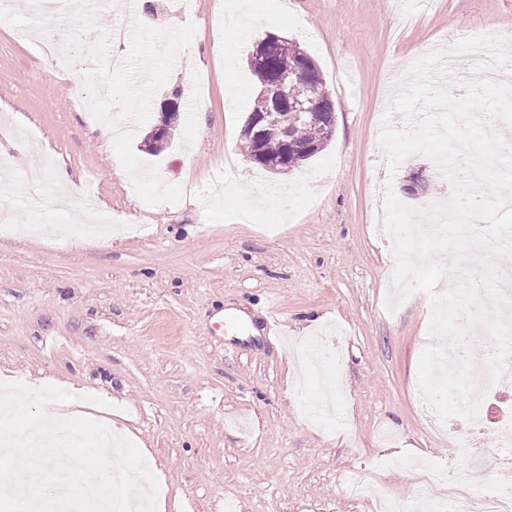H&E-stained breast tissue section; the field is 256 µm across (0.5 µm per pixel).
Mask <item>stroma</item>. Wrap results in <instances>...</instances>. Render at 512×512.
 Returning <instances> with one entry per match:
<instances>
[{
	"label": "stroma",
	"instance_id": "stroma-1",
	"mask_svg": "<svg viewBox=\"0 0 512 512\" xmlns=\"http://www.w3.org/2000/svg\"><path fill=\"white\" fill-rule=\"evenodd\" d=\"M152 25L100 0L96 12L55 0L68 57L59 69L38 40L19 39L30 17L14 5L0 23V160L19 177L0 235V378L70 393L62 412L112 422L116 437L148 451L164 512H427L417 489L433 466L450 500L479 479L501 490L478 457L500 448L512 418V383L484 403L474 459L449 452L439 415L466 429L455 378L439 376L427 293L393 304V244L373 222L383 118L407 119L383 97L412 64L448 45L495 52L512 35V0H268L258 19L229 29L213 0H145ZM128 32L110 40L114 27ZM171 58L152 51L171 32ZM318 64L336 107L327 146L280 175L247 161L240 131L257 82L246 63L265 34ZM126 56L112 71L109 56ZM208 82L202 107L181 97V117L160 153L144 137L172 91ZM236 92L226 107V92ZM132 132L102 142L103 124ZM111 212L103 230L80 229L55 192L39 201L23 178L54 185L57 169ZM268 197L247 213L203 206L214 183ZM391 187L426 208L444 194L434 162L415 155ZM295 205L282 213L281 193ZM391 311H384V304ZM273 309L279 333L267 335ZM447 391L422 406L432 380ZM364 494L351 495L348 479Z\"/></svg>",
	"mask_w": 512,
	"mask_h": 512
}]
</instances>
